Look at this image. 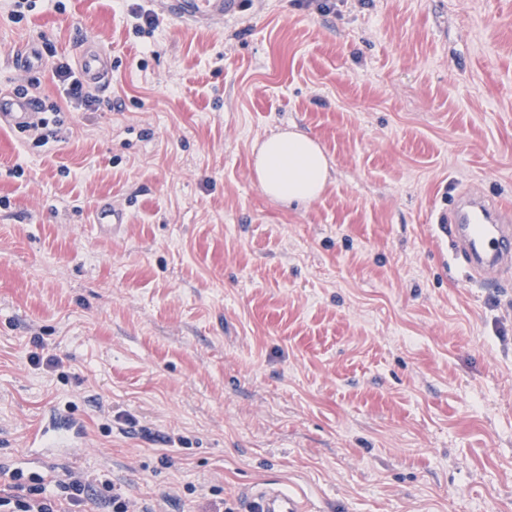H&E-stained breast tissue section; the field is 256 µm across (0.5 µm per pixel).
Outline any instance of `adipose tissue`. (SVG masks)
<instances>
[{"mask_svg":"<svg viewBox=\"0 0 512 512\" xmlns=\"http://www.w3.org/2000/svg\"><path fill=\"white\" fill-rule=\"evenodd\" d=\"M254 173L262 191L273 200L311 201L325 189L329 161L312 137L284 131L261 144L254 160Z\"/></svg>","mask_w":512,"mask_h":512,"instance_id":"1","label":"adipose tissue"}]
</instances>
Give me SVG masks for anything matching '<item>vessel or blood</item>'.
<instances>
[{"mask_svg": "<svg viewBox=\"0 0 512 512\" xmlns=\"http://www.w3.org/2000/svg\"><path fill=\"white\" fill-rule=\"evenodd\" d=\"M163 9L184 21L210 24L223 20L236 8L235 0H163ZM81 69L86 82L98 90H106L112 69L110 58L95 46L80 51ZM38 101L30 96L0 95V124L18 129L36 121ZM504 208L476 192H463L452 207L437 219L439 237L451 240L468 260L471 273L479 282L494 280L512 255L507 246L512 243V226L503 221ZM126 221L123 210L100 205L95 222L103 235L109 236ZM70 416L57 412L48 426L34 433L32 440L43 443L50 437L67 432ZM259 512H308L304 501L296 494L271 484L258 491L255 500Z\"/></svg>", "mask_w": 512, "mask_h": 512, "instance_id": "vessel-or-blood-1", "label": "vessel or blood"}]
</instances>
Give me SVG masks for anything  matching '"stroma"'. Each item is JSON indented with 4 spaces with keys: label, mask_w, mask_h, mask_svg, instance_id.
I'll use <instances>...</instances> for the list:
<instances>
[{
    "label": "stroma",
    "mask_w": 512,
    "mask_h": 512,
    "mask_svg": "<svg viewBox=\"0 0 512 512\" xmlns=\"http://www.w3.org/2000/svg\"><path fill=\"white\" fill-rule=\"evenodd\" d=\"M84 43L112 59L100 110L41 147L0 128V464L66 405L73 447L27 471L103 470L157 512L270 483L315 512H512V264L473 286L433 229L461 190L512 204V0H238L214 26L36 0L0 11V92L63 101ZM289 128L330 163L307 203L253 172ZM126 216L123 210L113 209L110 204H102L96 209L95 223L99 224L103 235L112 237L125 224Z\"/></svg>",
    "instance_id": "1"
}]
</instances>
